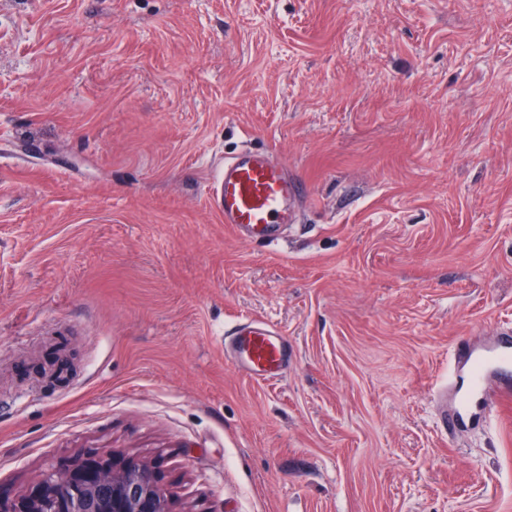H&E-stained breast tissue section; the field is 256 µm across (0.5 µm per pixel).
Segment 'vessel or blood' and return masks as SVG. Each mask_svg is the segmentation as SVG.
Masks as SVG:
<instances>
[{
	"mask_svg": "<svg viewBox=\"0 0 512 512\" xmlns=\"http://www.w3.org/2000/svg\"><path fill=\"white\" fill-rule=\"evenodd\" d=\"M308 193L301 178L265 152L242 148L225 159L214 183L213 199L224 221L242 237L272 242L287 223L291 208ZM238 364L259 380L276 377L288 363V348L278 333L261 321L240 325L224 339ZM440 398L455 396L454 412L443 414L442 426L456 436L463 423H483L493 411L512 406V332L503 330L493 343L475 349L469 338L453 346L448 381Z\"/></svg>",
	"mask_w": 512,
	"mask_h": 512,
	"instance_id": "1",
	"label": "vessel or blood"
}]
</instances>
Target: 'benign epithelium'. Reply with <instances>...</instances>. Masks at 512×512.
<instances>
[{"label": "benign epithelium", "mask_w": 512, "mask_h": 512, "mask_svg": "<svg viewBox=\"0 0 512 512\" xmlns=\"http://www.w3.org/2000/svg\"><path fill=\"white\" fill-rule=\"evenodd\" d=\"M0 512H182L154 464L111 449L86 453L14 498Z\"/></svg>", "instance_id": "obj_1"}]
</instances>
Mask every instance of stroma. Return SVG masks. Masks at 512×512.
<instances>
[{
  "mask_svg": "<svg viewBox=\"0 0 512 512\" xmlns=\"http://www.w3.org/2000/svg\"><path fill=\"white\" fill-rule=\"evenodd\" d=\"M246 145L309 186L273 245ZM505 329L512 0H0V495L117 448L182 512H512V423L434 396ZM308 193L301 178L266 152L244 147L225 159L214 183L213 199L224 223L242 237L272 242L279 224L288 223V213ZM234 352L238 365L259 380L275 378L288 364V347L278 333L262 321L240 325L224 337V353Z\"/></svg>",
  "mask_w": 512,
  "mask_h": 512,
  "instance_id": "obj_1",
  "label": "stroma"
}]
</instances>
